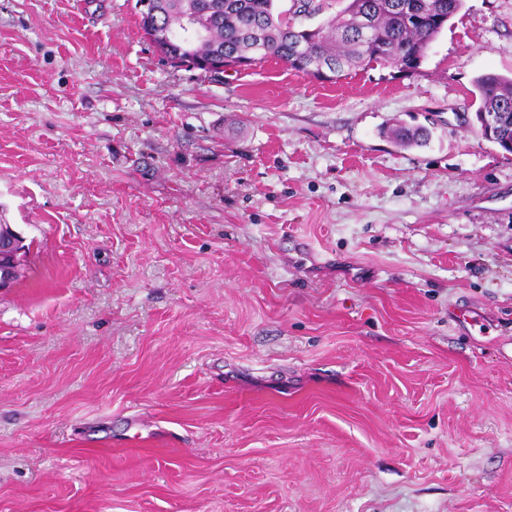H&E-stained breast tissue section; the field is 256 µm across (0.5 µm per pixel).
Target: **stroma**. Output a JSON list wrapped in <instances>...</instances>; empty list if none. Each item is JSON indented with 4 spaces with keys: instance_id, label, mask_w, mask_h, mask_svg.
Returning a JSON list of instances; mask_svg holds the SVG:
<instances>
[{
    "instance_id": "35a3bbf8",
    "label": "stroma",
    "mask_w": 512,
    "mask_h": 512,
    "mask_svg": "<svg viewBox=\"0 0 512 512\" xmlns=\"http://www.w3.org/2000/svg\"><path fill=\"white\" fill-rule=\"evenodd\" d=\"M136 2L0 0V512H512V0L333 83ZM474 88L479 97V109L491 113L502 121V133L512 140V77L497 73H483L474 81ZM485 112H475L479 131L489 132L498 122L495 116ZM10 234L5 233L1 240L0 235V287L9 284L13 276V266L19 259V254L23 249L21 246V236L12 226H9ZM21 246V247H20Z\"/></svg>"
}]
</instances>
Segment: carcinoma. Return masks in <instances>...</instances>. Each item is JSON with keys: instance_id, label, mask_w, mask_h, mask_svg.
<instances>
[{"instance_id": "obj_1", "label": "carcinoma", "mask_w": 512, "mask_h": 512, "mask_svg": "<svg viewBox=\"0 0 512 512\" xmlns=\"http://www.w3.org/2000/svg\"><path fill=\"white\" fill-rule=\"evenodd\" d=\"M332 0H291L288 10L306 19L331 6ZM155 14L140 18L144 34L159 29L169 34L182 28L189 10L208 32L196 50L201 57L215 53L224 61L270 59L288 69L311 75L308 66L322 60L344 68L391 65L403 71L417 69L432 41L455 16L463 0H348L341 12L316 26L296 20L283 26L280 0H152ZM479 109L502 121V131L512 140V77L483 73L474 79ZM402 145L424 142L418 129L392 131Z\"/></svg>"}]
</instances>
